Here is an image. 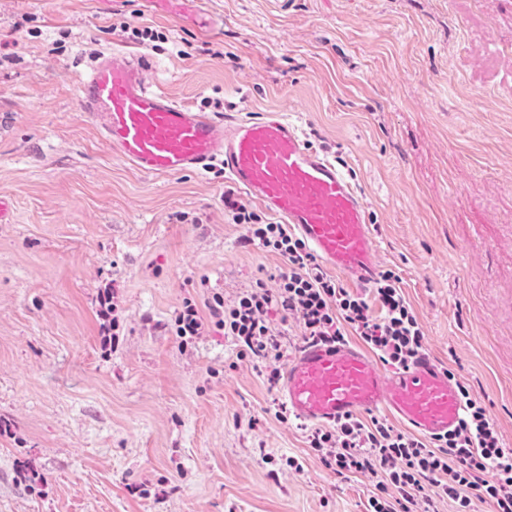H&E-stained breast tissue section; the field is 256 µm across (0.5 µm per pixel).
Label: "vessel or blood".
<instances>
[{"label":"vessel or blood","instance_id":"1","mask_svg":"<svg viewBox=\"0 0 512 512\" xmlns=\"http://www.w3.org/2000/svg\"><path fill=\"white\" fill-rule=\"evenodd\" d=\"M79 90L85 120L139 170L175 175L220 163L240 188L292 224L325 267L356 288L376 281L377 243L362 196L288 121L270 115L219 123L149 87L139 57L124 51L100 57L80 77ZM280 394L291 414L318 425L382 411L434 435L464 417L454 385L430 355L391 375L348 343L297 351L283 369Z\"/></svg>","mask_w":512,"mask_h":512}]
</instances>
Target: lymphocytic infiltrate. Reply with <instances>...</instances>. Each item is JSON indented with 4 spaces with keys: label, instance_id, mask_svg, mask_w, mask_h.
<instances>
[{
    "label": "lymphocytic infiltrate",
    "instance_id": "lymphocytic-infiltrate-1",
    "mask_svg": "<svg viewBox=\"0 0 512 512\" xmlns=\"http://www.w3.org/2000/svg\"><path fill=\"white\" fill-rule=\"evenodd\" d=\"M235 223L246 225L247 239L281 257L287 268L275 277V288L257 281L232 306L212 305V315L242 355L281 361V343L267 315L271 307L296 315L304 343H336L354 332L385 363L402 368L424 351V333L392 271L380 274L375 293L383 315L374 318L365 300L323 272L299 237L283 224H262L245 206H237ZM458 394L465 408L459 427L444 435L416 437L396 430L387 420L350 416L331 428L310 429V448L323 452L327 466L377 479L378 496L370 512H397L385 493L395 489L410 505L424 501L427 486L468 507L470 494L484 492L492 512H512V448L503 447L486 410L466 387Z\"/></svg>",
    "mask_w": 512,
    "mask_h": 512
}]
</instances>
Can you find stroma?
<instances>
[{"mask_svg": "<svg viewBox=\"0 0 512 512\" xmlns=\"http://www.w3.org/2000/svg\"><path fill=\"white\" fill-rule=\"evenodd\" d=\"M114 50L333 159L426 353L512 448V0H0V512H365L376 491L275 416L266 363L211 316L284 265L228 201L278 216L216 163L141 173L83 120L78 79Z\"/></svg>", "mask_w": 512, "mask_h": 512, "instance_id": "35a3bbf8", "label": "stroma"}]
</instances>
